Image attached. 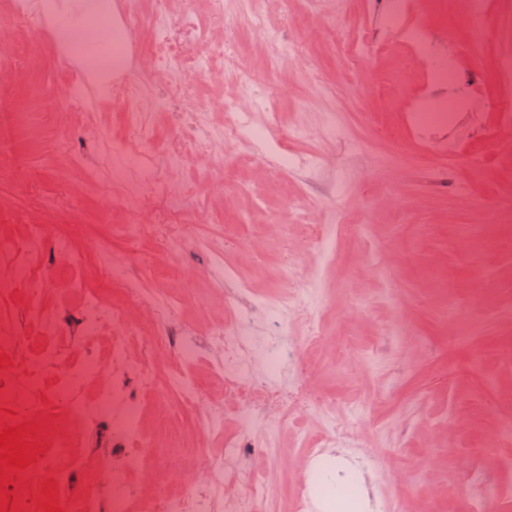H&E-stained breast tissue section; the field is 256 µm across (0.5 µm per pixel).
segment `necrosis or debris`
Instances as JSON below:
<instances>
[{
	"label": "necrosis or debris",
	"mask_w": 512,
	"mask_h": 512,
	"mask_svg": "<svg viewBox=\"0 0 512 512\" xmlns=\"http://www.w3.org/2000/svg\"><path fill=\"white\" fill-rule=\"evenodd\" d=\"M115 90L125 105L126 124L137 132L136 137L113 152V176L117 183L129 188L128 205L138 207L140 199L150 197L163 202L170 214L181 215V203L170 195L167 185L170 172L182 164L180 155L159 151L152 145L150 115L136 109L139 84L122 80ZM246 127V115L240 112L235 102L225 104L223 124H214L205 112L183 113L178 124L181 133L215 139L236 135ZM0 258L9 263L7 274L0 276V298L7 300L21 292L31 303H40L46 292V277L32 254L19 250L15 242L1 239ZM96 260L100 289L85 288L79 276L61 283L63 292L80 293L89 315L88 323L72 328L67 319L51 309L38 313L34 327L46 342L42 363L57 373L56 398L77 409L88 420L97 419L111 409L123 415L126 421L125 427L118 429L115 436L120 447V461L112 466V512H127L133 499L139 502L141 512H213L218 503L224 505L225 512H262L271 488L269 482L261 478L264 453L253 435L240 433L225 440L223 451L210 457L208 497L193 507L183 499L152 493L149 474L141 468V458L144 449L154 446L157 437L142 426L141 414L128 390L106 383L98 397H86L79 376L98 365L90 352L91 346L101 337H108L112 363H126L131 355L132 338L139 333L131 305L142 298L138 284L127 280L113 267L107 254L97 253ZM115 288L123 289V297L104 302L102 291ZM247 330V317L237 316L232 323L219 325L210 332L208 346L217 355L218 366L224 372L225 401L251 413L272 436L296 406L308 402L309 395L302 380L276 387L270 383V375L283 373L291 366L301 367L306 346L321 344L323 337L317 332L305 337L303 344H291L287 341L290 334L287 324H280L272 339L275 351L267 361L268 374L257 380L248 375L238 361ZM43 396L36 379L29 373L0 375V401L7 402L14 412L10 424L34 419L42 409ZM100 461L98 455L73 450L69 434L64 433L56 436L46 456L29 464L20 477L36 487L43 481L54 480L65 512H102L103 494L98 486L89 482L75 492L68 483L72 470L90 473Z\"/></svg>",
	"instance_id": "1"
}]
</instances>
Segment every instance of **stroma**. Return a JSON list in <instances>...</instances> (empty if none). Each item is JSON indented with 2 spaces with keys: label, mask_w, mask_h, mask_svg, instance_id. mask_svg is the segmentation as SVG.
Here are the masks:
<instances>
[{
  "label": "stroma",
  "mask_w": 512,
  "mask_h": 512,
  "mask_svg": "<svg viewBox=\"0 0 512 512\" xmlns=\"http://www.w3.org/2000/svg\"><path fill=\"white\" fill-rule=\"evenodd\" d=\"M264 19L255 24L239 0H166L174 24L169 37L186 58L206 53L209 43L230 42L232 55L216 74L195 73L167 109L155 110L166 88L165 73L151 69L148 54L158 37L156 0H127L132 41L138 49L135 71L146 72L142 111L153 115L157 148L176 145L184 158L171 174L172 191L182 194L181 218L160 204L142 201L131 211L104 172L88 180L71 158L33 167L34 156L53 149L60 126L48 102L46 85L60 66L49 21L23 22L0 9V31L26 47L22 60L0 50V69L13 72L5 88L9 110L0 119V239L30 247L28 228L47 224L50 239L37 255L45 269L64 275L84 269L88 287L98 285L94 262L64 265L56 247L60 237L78 245L112 242L111 260L141 281L145 301L184 289L192 292L172 317L175 327H192L198 342L209 329L243 311L250 318L242 359L259 375L262 355L254 341L272 333L276 319L288 321L294 337L323 328L325 342L307 353V369L317 379L316 395L336 401L341 444L323 458L338 483L351 486L354 500L340 505L330 488L315 491L308 512H470L487 488L497 492L489 505L499 512L512 501V442L499 439L505 417H512V141L489 143L501 107H512V0H474L469 14L449 25L443 0H317L305 11L300 0H260ZM416 30L432 52L424 65L411 66L406 32ZM360 32L387 44L352 64L337 51L336 39ZM294 43L299 58L270 65V35ZM447 67V83L434 73ZM95 103L90 122L113 141L131 137L115 94L82 85ZM455 108L444 129L422 126L417 116L438 100ZM238 102L250 125L270 139L289 140V165L260 144L251 132L203 145L174 139L181 112L220 117L224 104ZM484 150L489 167L472 177L464 149ZM224 164L223 177L197 176L199 153ZM150 224V236L116 239L113 226ZM333 229V248L312 246L305 224ZM287 225L289 247L276 246L279 225ZM192 227L185 244L168 239ZM261 240L272 249L256 258L243 242ZM222 254L230 275L207 271ZM297 264L317 287L303 309H275L281 289L279 270ZM238 305L225 307L229 291ZM455 306L456 321L443 311ZM136 338L134 359L113 376L143 399V421L159 433L145 449L144 463L158 496L201 500L207 495L197 477L209 457L223 449L226 436L251 429L238 410H229L224 429L211 431L197 416L170 401L161 389L139 388L141 371L164 381L175 363L148 334ZM55 374L43 372L42 412L55 417L54 432L75 436L84 448L114 456L115 417L81 422L75 410L54 397ZM323 422L317 405L307 406L278 427L265 460L273 484L268 512H293L291 492L317 483L306 436ZM454 486V499L433 488Z\"/></svg>",
  "instance_id": "obj_1"
}]
</instances>
